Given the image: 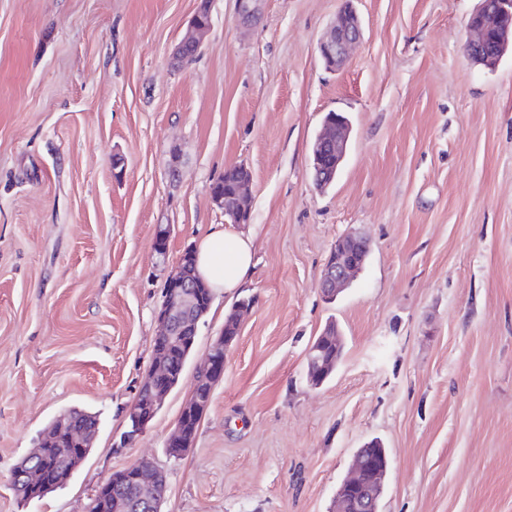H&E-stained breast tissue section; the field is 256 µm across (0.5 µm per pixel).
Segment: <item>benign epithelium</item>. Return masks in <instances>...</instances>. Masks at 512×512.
Returning a JSON list of instances; mask_svg holds the SVG:
<instances>
[{
	"label": "benign epithelium",
	"instance_id": "obj_1",
	"mask_svg": "<svg viewBox=\"0 0 512 512\" xmlns=\"http://www.w3.org/2000/svg\"><path fill=\"white\" fill-rule=\"evenodd\" d=\"M260 0H239V15L243 22L253 21L259 14ZM207 4H201L191 21L189 30L176 49V57H181L187 49H197L210 30L211 20L206 18ZM467 26L472 38L467 44L470 56L487 64L497 61L504 45L512 38V0H480L478 8L470 15ZM362 37V25L352 0H344V6L336 16L319 45L320 55L327 68L335 70L346 61L350 47ZM349 129L333 123H325L313 148L314 167L322 171V176L332 177L337 169H324L327 156L332 162L343 161ZM251 178L243 176L234 182L232 193L221 191L211 193L214 204L224 212V217L233 224L243 223L250 217L247 204V188ZM359 240L354 234H347L336 241L324 265L321 288L325 297L332 299L348 283L352 275L363 268V263L355 259L353 247ZM183 263H178L170 272L165 288L163 303L157 314L158 333L154 346L157 360L144 378L140 391L145 400L129 410L134 420L133 432L125 435V440L138 437L160 408L163 399L170 392L169 382L175 371L167 369L163 357L170 347L179 343L186 334H197V306L201 303V292L186 285ZM243 307L232 309V327L224 328L212 342L202 367L196 372L194 392L184 406L176 428L166 443L169 456L179 458L191 447V437L187 424L194 422L206 412L210 405L212 390L224 376V357L237 343L239 322ZM308 379L310 384L322 385L326 373L325 361L312 349L307 354ZM66 423L63 426L65 438L79 447L84 446L90 432L71 425L67 414H62ZM376 447L368 442L364 451L356 452L348 478L336 493L335 512H379V500L383 493L382 478L387 470L384 460L377 461L365 452ZM53 466L50 458L44 457L39 463L18 473L28 490H39L46 482L47 470ZM129 485L139 494V507L148 512H160L165 495L163 472L152 464L136 462L115 470L97 488L96 495L108 494L118 485Z\"/></svg>",
	"mask_w": 512,
	"mask_h": 512
}]
</instances>
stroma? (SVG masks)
Segmentation results:
<instances>
[{
  "label": "stroma",
  "instance_id": "35a3bbf8",
  "mask_svg": "<svg viewBox=\"0 0 512 512\" xmlns=\"http://www.w3.org/2000/svg\"><path fill=\"white\" fill-rule=\"evenodd\" d=\"M480 0H353L345 66L318 52L343 0H210L195 58L174 51L199 0H0V512H86L114 470L152 461L162 512H329L380 439V512H512V52L465 49ZM351 136L313 182L327 112ZM244 165L256 267L214 296L181 383L133 442L167 277ZM169 231L167 255L153 244ZM363 270L320 290L337 239ZM248 300L191 448L165 443L226 315ZM336 324L320 387L306 354ZM98 429L68 483L22 500L13 467L71 409Z\"/></svg>",
  "mask_w": 512,
  "mask_h": 512
}]
</instances>
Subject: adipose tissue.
<instances>
[{
    "label": "adipose tissue",
    "mask_w": 512,
    "mask_h": 512,
    "mask_svg": "<svg viewBox=\"0 0 512 512\" xmlns=\"http://www.w3.org/2000/svg\"><path fill=\"white\" fill-rule=\"evenodd\" d=\"M196 263L200 276L214 291L232 292L245 287L254 268L252 233L211 228L196 249Z\"/></svg>",
    "instance_id": "1"
}]
</instances>
